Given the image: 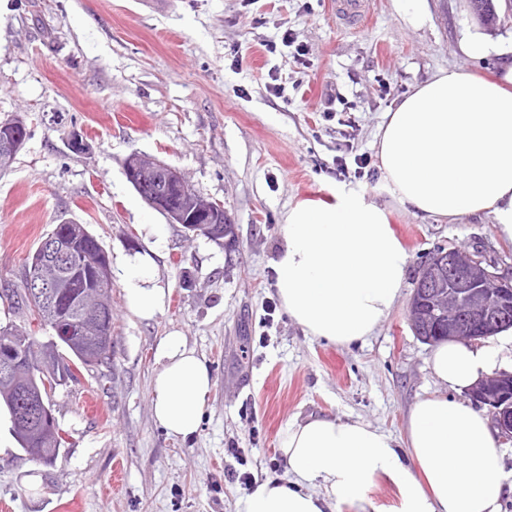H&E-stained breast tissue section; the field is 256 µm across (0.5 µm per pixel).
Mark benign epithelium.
Returning <instances> with one entry per match:
<instances>
[{
    "label": "benign epithelium",
    "instance_id": "1",
    "mask_svg": "<svg viewBox=\"0 0 512 512\" xmlns=\"http://www.w3.org/2000/svg\"><path fill=\"white\" fill-rule=\"evenodd\" d=\"M26 143L25 133L17 132V125H0V163L7 165ZM128 180L146 202L164 215L169 223L190 227L186 216L195 215L200 224L210 223L214 205L193 190L185 176L159 158L147 154H133L125 165ZM62 230L46 238L33 253L26 265L22 281L27 284L26 302L29 308L43 310L57 322L58 302L64 294L66 283L60 278H45L40 269L53 266L57 269L72 267L73 250L69 222L60 224ZM433 269L448 272V296L436 301V312L448 315V337L471 341V329L476 328L486 336L491 335L495 322L507 311L508 298H512V263L500 265L497 260L483 254L448 250L439 254ZM74 349L82 353L91 365L104 355L112 353V339L103 336L93 343L74 340ZM470 396L479 405L488 408L494 427L502 442L512 441V375L498 372L486 377ZM24 419L30 432L21 443L26 445L38 430L55 425L50 407L45 402L41 387L28 389L24 395Z\"/></svg>",
    "mask_w": 512,
    "mask_h": 512
}]
</instances>
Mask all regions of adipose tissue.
<instances>
[{
	"label": "adipose tissue",
	"mask_w": 512,
	"mask_h": 512,
	"mask_svg": "<svg viewBox=\"0 0 512 512\" xmlns=\"http://www.w3.org/2000/svg\"><path fill=\"white\" fill-rule=\"evenodd\" d=\"M458 49L497 65L485 75L439 70L385 114L375 142L383 187L414 215L449 222L483 215L512 240V32L470 27ZM153 234L147 256L120 264L126 307L142 320L158 316L167 295L153 284L149 254L164 238L161 227ZM272 268L282 306L308 335L351 344L372 336L396 306L407 254L385 207L341 184L328 199L288 208ZM498 357L497 349L467 342L437 345L429 366L443 390L412 404L402 444L362 420L289 422L279 442L285 478L257 485L243 512L358 508L382 478L397 489L399 512H501L497 438L486 412L458 398L499 368ZM213 387L210 366L184 336L160 342L151 410L167 436L198 433Z\"/></svg>",
	"instance_id": "obj_1"
}]
</instances>
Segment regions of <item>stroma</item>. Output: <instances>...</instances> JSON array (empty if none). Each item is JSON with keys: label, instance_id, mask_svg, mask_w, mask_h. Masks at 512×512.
Returning a JSON list of instances; mask_svg holds the SVG:
<instances>
[{"label": "stroma", "instance_id": "1", "mask_svg": "<svg viewBox=\"0 0 512 512\" xmlns=\"http://www.w3.org/2000/svg\"><path fill=\"white\" fill-rule=\"evenodd\" d=\"M330 2L0 0V118L23 113L30 129L0 176V285H20L53 225L73 220L114 265L145 251L148 225H163L156 283L170 291L162 314L143 321L113 274L112 362L52 393L66 436L53 464L25 455L0 409L8 512H243L248 491L227 470L284 477L289 421L363 419L401 440L413 402L437 392L431 346L408 320L418 268L439 247L505 258L512 241L483 216H413L383 192L380 171L358 172L354 158L375 156L385 113L438 69L487 74L495 62L457 48L458 30L479 23L471 0H429L417 27L394 0H372L358 30L337 22ZM333 92L345 109L329 116ZM75 132L88 150L69 147ZM134 153L161 158L223 204L235 247L166 223L125 176ZM340 183L386 205L408 256L390 316L350 345L291 319L272 269L284 211ZM173 331L214 379L199 432L185 441L166 436L150 404L157 347Z\"/></svg>", "mask_w": 512, "mask_h": 512}]
</instances>
